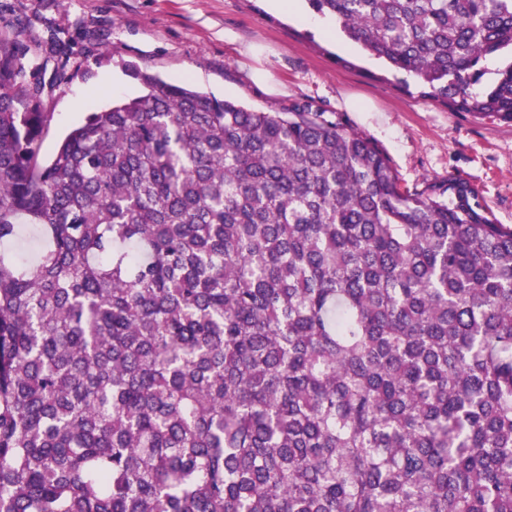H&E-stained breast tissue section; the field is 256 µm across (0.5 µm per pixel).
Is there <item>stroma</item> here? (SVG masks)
I'll return each instance as SVG.
<instances>
[{"label":"stroma","mask_w":512,"mask_h":512,"mask_svg":"<svg viewBox=\"0 0 512 512\" xmlns=\"http://www.w3.org/2000/svg\"><path fill=\"white\" fill-rule=\"evenodd\" d=\"M268 0H0V29L19 42L56 40L68 82L46 95L43 155L112 101L142 94L131 68L191 83L259 112L296 100L337 113L389 158L401 188L460 177L496 223L512 226V122L478 117L423 94L381 58L328 38Z\"/></svg>","instance_id":"stroma-1"}]
</instances>
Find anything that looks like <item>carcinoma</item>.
I'll use <instances>...</instances> for the list:
<instances>
[{"mask_svg":"<svg viewBox=\"0 0 512 512\" xmlns=\"http://www.w3.org/2000/svg\"><path fill=\"white\" fill-rule=\"evenodd\" d=\"M512 121V0H309ZM0 31V512H512V227L335 113L147 89L54 152ZM509 62L510 51L506 54L488 56L484 59L481 63L484 74L480 82L472 87V91L478 93L489 87L497 78L498 70L502 69Z\"/></svg>","mask_w":512,"mask_h":512,"instance_id":"1","label":"carcinoma"}]
</instances>
